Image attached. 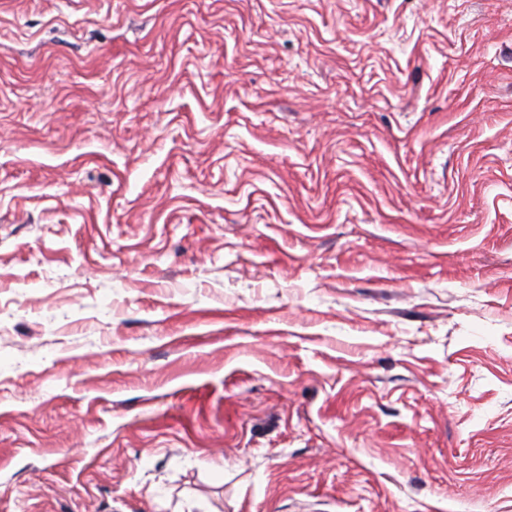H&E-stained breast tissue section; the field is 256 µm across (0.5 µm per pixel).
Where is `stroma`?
Here are the masks:
<instances>
[{"instance_id": "35a3bbf8", "label": "stroma", "mask_w": 512, "mask_h": 512, "mask_svg": "<svg viewBox=\"0 0 512 512\" xmlns=\"http://www.w3.org/2000/svg\"><path fill=\"white\" fill-rule=\"evenodd\" d=\"M0 512H512V0H0Z\"/></svg>"}]
</instances>
